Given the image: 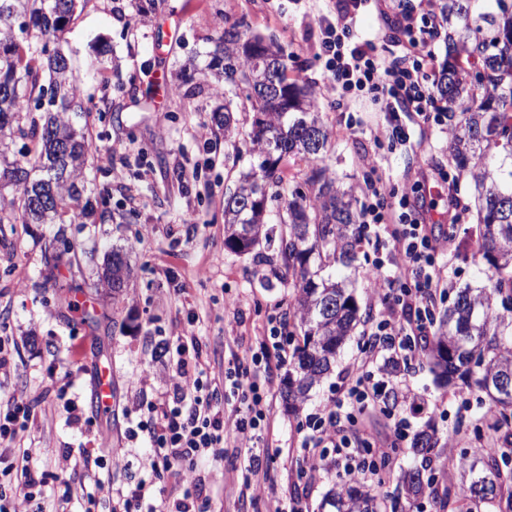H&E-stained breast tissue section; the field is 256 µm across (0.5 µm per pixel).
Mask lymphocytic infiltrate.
<instances>
[{
	"label": "lymphocytic infiltrate",
	"instance_id": "lymphocytic-infiltrate-1",
	"mask_svg": "<svg viewBox=\"0 0 512 512\" xmlns=\"http://www.w3.org/2000/svg\"><path fill=\"white\" fill-rule=\"evenodd\" d=\"M367 2L338 0L336 18L328 22L322 42L328 58V81L343 95L367 88L382 91L392 136L406 144L410 136L398 123L399 113H415L427 125L441 119L433 110L434 57L428 54L417 60L406 54L390 62L379 59L372 40L359 38L354 32L357 14ZM385 9L399 17L409 47L425 44L435 30L432 12L414 15L405 9L402 0H388ZM369 189L374 201L362 209L358 234L375 253V288L391 291L393 297L372 325L365 345L372 351L395 347L410 352L414 349L412 337L428 329L438 290L448 286L437 256L462 226L457 185L449 183L448 203L442 208L433 202H419L407 193L397 194L378 180L371 182ZM285 327L284 318H272L259 353L248 360L233 358V372L243 399L228 413L218 406L224 391L216 383L209 363L199 356L191 361L186 358L189 342L196 339L194 332L188 330L177 337L176 367L165 379L162 397L149 405V421L138 426L154 450L144 463L150 476L119 491L112 512H146L158 483L164 482L177 465L182 468L177 482L182 493L177 512H208L210 496L194 474V463L203 455L220 453L229 442L240 448L249 474L257 477L264 473L271 459L262 448L270 393L261 390L259 382L263 363L272 359L281 366L287 363L280 353V335ZM388 391L385 381L371 382L365 365L353 366L339 396L312 415L311 431L300 443L310 472L325 468L324 451L333 448L343 452L346 473L361 479L370 474V465L353 450L345 425L352 422L355 413L376 407ZM29 414L30 404L22 398L0 404V443L10 452L5 467L0 469L10 486L9 491L0 490V512H29L42 483L32 466L31 451L24 446Z\"/></svg>",
	"mask_w": 512,
	"mask_h": 512
}]
</instances>
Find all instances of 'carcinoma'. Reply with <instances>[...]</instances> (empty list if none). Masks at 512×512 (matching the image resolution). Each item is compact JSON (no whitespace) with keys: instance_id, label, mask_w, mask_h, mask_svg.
I'll use <instances>...</instances> for the list:
<instances>
[{"instance_id":"cac0c4a2","label":"carcinoma","mask_w":512,"mask_h":512,"mask_svg":"<svg viewBox=\"0 0 512 512\" xmlns=\"http://www.w3.org/2000/svg\"><path fill=\"white\" fill-rule=\"evenodd\" d=\"M78 0H0V184L14 187L0 200V224H75L94 211L93 200L108 194L87 188L88 118L84 92L56 41ZM434 0L446 29L448 68L435 92L444 101L448 153L469 179L487 283L458 289L436 330L415 337L421 363L440 379L458 376L489 401L488 428L512 447V390L498 381L512 378V0ZM214 55L224 61L218 79L250 88L254 111L249 166L224 199L225 245L249 253L272 241L267 203L281 201L288 234L281 237L278 276L296 290L292 331L294 363L288 372V409L299 411L329 374L360 323L359 306L345 279L330 269L355 267L360 240L356 200L327 174L333 130L320 115L312 90L288 75V55L273 38L251 35L241 24L224 27ZM479 66V83L471 70ZM28 141L19 159H9L6 139ZM286 156L316 162L312 195L285 197L279 165ZM113 297L126 288L127 262L111 252ZM440 439L427 425L415 437L417 462L398 475L395 491L408 500L435 481ZM467 494L476 505L501 495L499 458L506 452L476 451ZM387 495L357 482L332 488L324 502L332 512H381Z\"/></svg>"}]
</instances>
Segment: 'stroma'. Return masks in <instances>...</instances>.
Instances as JSON below:
<instances>
[{
    "instance_id": "obj_1",
    "label": "stroma",
    "mask_w": 512,
    "mask_h": 512,
    "mask_svg": "<svg viewBox=\"0 0 512 512\" xmlns=\"http://www.w3.org/2000/svg\"><path fill=\"white\" fill-rule=\"evenodd\" d=\"M335 15L336 0H165L144 17L137 16L133 0H88L64 31L60 45L84 79L92 110L97 160L86 174L108 188L104 209L112 219L0 224V336L11 337L19 349L10 376L0 381V401L21 395L41 401L27 422L25 444L34 468L48 473L37 496L43 512H111L110 490L145 478L142 462L150 444L129 440L127 431L148 420L147 403L159 396L171 366L164 347L188 327V313L196 314L194 332L216 368L231 355H249L269 318L293 307L294 290L275 274V248L238 254L224 245V198L247 165V145L242 137L225 136L212 114L228 106L240 129L252 121L245 98L225 104L214 84L213 51L225 24L246 23L252 33L275 37L290 54V75L312 87L335 133L327 164L343 187L357 188L375 172L404 192L422 172L449 173L448 134L439 126L400 113L411 134L402 146L389 137L382 93L366 90L341 105L320 49L322 20ZM356 31L373 41L382 60L396 56L393 17L373 6L362 9ZM174 83L184 97L167 94ZM464 222L470 233L449 241L439 258L451 293L476 283L483 269L473 213ZM113 251L123 253L129 266L118 299L97 285ZM373 260L360 251L351 275L362 322L299 414L285 407L287 369L273 372L268 499H253L243 489V459L228 446L221 458H204L195 467L211 491V512H270L276 503L319 512L324 494L344 479L335 468L313 476L301 472L298 444L308 432V414L336 395L345 372L363 357L365 333L381 309L370 278ZM451 293L437 299V310L448 307ZM81 302L92 321L77 312ZM103 368L111 372L112 408L106 413L94 405ZM387 381L406 393L408 406L360 416L357 435L377 445L395 442L390 467L396 472L410 467L412 442L395 441V418H406L414 433L434 423L441 440L455 442L443 450L435 489L459 504L466 486L460 465L471 462L472 444L487 434V399L474 390L469 406L458 407L462 384L438 385L415 360L391 371ZM86 448L97 461L83 485L69 484L55 461Z\"/></svg>"
}]
</instances>
